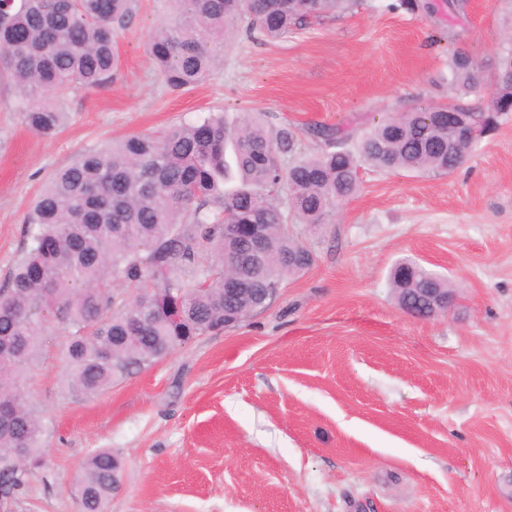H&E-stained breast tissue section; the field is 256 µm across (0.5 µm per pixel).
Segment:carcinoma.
Returning <instances> with one entry per match:
<instances>
[{
	"label": "carcinoma",
	"instance_id": "carcinoma-1",
	"mask_svg": "<svg viewBox=\"0 0 512 512\" xmlns=\"http://www.w3.org/2000/svg\"><path fill=\"white\" fill-rule=\"evenodd\" d=\"M175 2L185 6L150 34L146 54L178 91L212 73L230 27L281 39L312 19L350 12L360 0H260L253 10L246 0ZM132 15L133 0H0V77L13 83L22 124L54 135L67 113L52 93L112 86L115 36ZM448 89L450 101L388 114L356 142L340 127L315 126L321 147L314 155L302 153L293 127L272 134L258 119L217 112L88 150L54 172L29 217L32 245L0 288V493L15 495L28 478L19 460L36 466L44 452L42 409L26 381L48 329L67 334L69 391L94 396L223 329L229 307L247 316L256 291L277 288L311 265L295 225L330 223L336 207L358 194L361 164L384 173L450 174L471 144L449 133L447 113L465 114L483 134L512 113V46L484 110L462 102L480 91L465 52L448 61ZM284 156L291 159L286 167ZM235 224L261 225L258 264L249 262L250 244ZM227 272L245 288L234 298L224 294ZM117 278L136 294L115 293ZM390 281L407 312L424 305L418 289L449 288L448 279L408 258L393 266ZM80 470L81 512H95L119 489L121 462L103 448Z\"/></svg>",
	"mask_w": 512,
	"mask_h": 512
}]
</instances>
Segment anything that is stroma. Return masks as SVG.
I'll list each match as a JSON object with an SVG mask.
<instances>
[{
    "label": "stroma",
    "instance_id": "obj_1",
    "mask_svg": "<svg viewBox=\"0 0 512 512\" xmlns=\"http://www.w3.org/2000/svg\"><path fill=\"white\" fill-rule=\"evenodd\" d=\"M429 2L361 0L275 41L233 33L205 82L173 92L144 48L171 7L136 0L117 80L59 90L67 121L53 136L21 123L0 82V286L51 174L86 150L223 111L294 125L313 154L311 125L359 137L445 99L456 49L494 85V0L461 13ZM360 176L331 223L299 226L312 266L238 325L96 396L69 391L64 336H48L29 383L47 451L17 512H79L78 468L102 448L124 464L107 512H512V117L453 173ZM401 258L448 279L447 312L400 308L389 272Z\"/></svg>",
    "mask_w": 512,
    "mask_h": 512
}]
</instances>
